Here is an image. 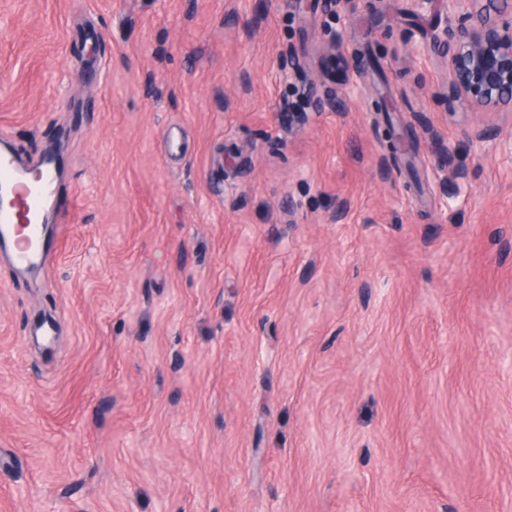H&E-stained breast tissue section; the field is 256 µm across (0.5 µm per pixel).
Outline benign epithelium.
Instances as JSON below:
<instances>
[{
	"mask_svg": "<svg viewBox=\"0 0 512 512\" xmlns=\"http://www.w3.org/2000/svg\"><path fill=\"white\" fill-rule=\"evenodd\" d=\"M367 0H321L324 15L352 13ZM444 27L432 48L444 59L449 84L441 93L448 111L489 112L512 107V0H446ZM326 64L310 78L322 88L315 109L336 95V72L363 76L370 66L365 58L347 54L343 40L331 34L323 43Z\"/></svg>",
	"mask_w": 512,
	"mask_h": 512,
	"instance_id": "obj_1",
	"label": "benign epithelium"
}]
</instances>
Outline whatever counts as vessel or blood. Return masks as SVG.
Returning <instances> with one entry per match:
<instances>
[{
    "label": "vessel or blood",
    "mask_w": 512,
    "mask_h": 512,
    "mask_svg": "<svg viewBox=\"0 0 512 512\" xmlns=\"http://www.w3.org/2000/svg\"><path fill=\"white\" fill-rule=\"evenodd\" d=\"M57 192L53 167H44L33 184L11 153L0 151V233L20 235L12 255L17 268L46 263L51 244L40 217L50 210Z\"/></svg>",
    "instance_id": "b4317fda"
}]
</instances>
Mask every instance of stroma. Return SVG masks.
<instances>
[{"label":"stroma","mask_w":512,"mask_h":512,"mask_svg":"<svg viewBox=\"0 0 512 512\" xmlns=\"http://www.w3.org/2000/svg\"><path fill=\"white\" fill-rule=\"evenodd\" d=\"M445 16L0 0V141L67 216L0 247V512H512V111L428 97ZM328 30L384 71L301 124Z\"/></svg>","instance_id":"stroma-1"}]
</instances>
